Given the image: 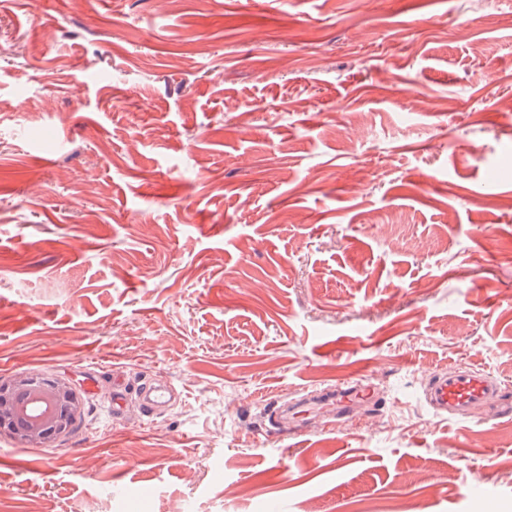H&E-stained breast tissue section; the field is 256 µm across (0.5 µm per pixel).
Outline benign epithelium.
<instances>
[{
  "label": "benign epithelium",
  "instance_id": "obj_1",
  "mask_svg": "<svg viewBox=\"0 0 512 512\" xmlns=\"http://www.w3.org/2000/svg\"><path fill=\"white\" fill-rule=\"evenodd\" d=\"M83 415V399L66 380L28 374L0 379V433L30 448H48L70 435Z\"/></svg>",
  "mask_w": 512,
  "mask_h": 512
}]
</instances>
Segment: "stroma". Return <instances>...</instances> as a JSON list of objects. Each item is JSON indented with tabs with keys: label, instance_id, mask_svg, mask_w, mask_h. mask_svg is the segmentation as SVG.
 Wrapping results in <instances>:
<instances>
[{
	"label": "stroma",
	"instance_id": "obj_1",
	"mask_svg": "<svg viewBox=\"0 0 512 512\" xmlns=\"http://www.w3.org/2000/svg\"><path fill=\"white\" fill-rule=\"evenodd\" d=\"M511 200L512 0H0V379L85 402L0 512H512ZM501 386L492 376L474 369L449 368L425 387L426 404L444 419L468 421L474 408L498 397ZM334 392H336V397H339L336 405L327 404L330 398L320 403L300 402L290 407V419L298 425H302L311 413L323 409L324 405L330 406L329 411L337 417L345 418L354 404L369 402L374 397L370 384L365 381L350 382L345 380L336 387V390L333 389L330 394Z\"/></svg>",
	"mask_w": 512,
	"mask_h": 512
}]
</instances>
